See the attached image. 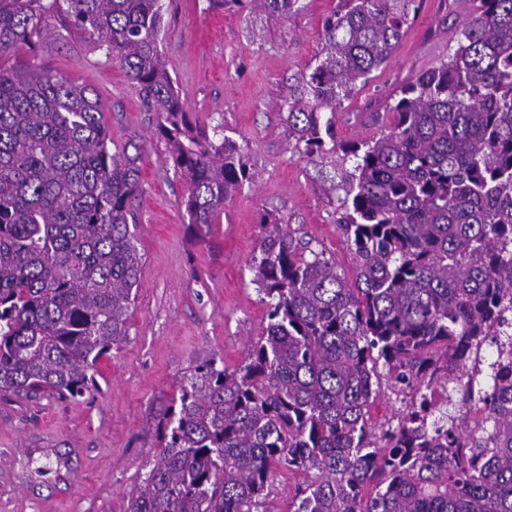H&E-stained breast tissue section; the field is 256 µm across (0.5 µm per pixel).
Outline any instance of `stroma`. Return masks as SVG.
<instances>
[{"mask_svg":"<svg viewBox=\"0 0 512 512\" xmlns=\"http://www.w3.org/2000/svg\"><path fill=\"white\" fill-rule=\"evenodd\" d=\"M337 3L296 0L286 17L260 0H170L160 36L166 68L191 120L207 131L222 126L254 175L203 238L188 224L187 187L156 133L155 113L66 14L47 13L36 46L5 57V65L31 64L88 85L106 106L113 143L138 148L131 209L143 266L129 336L100 364L95 390L78 399L0 395V512H126L156 446V418L182 376L215 354L238 364L267 323L248 265L263 218L293 225L351 270L336 223L338 194L327 179L333 166L299 159L285 105L314 63L323 20ZM472 11L473 0H424L386 65L345 101L338 139L385 131L395 90L453 53Z\"/></svg>","mask_w":512,"mask_h":512,"instance_id":"stroma-1","label":"stroma"}]
</instances>
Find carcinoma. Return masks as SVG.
Segmentation results:
<instances>
[{
	"mask_svg": "<svg viewBox=\"0 0 512 512\" xmlns=\"http://www.w3.org/2000/svg\"><path fill=\"white\" fill-rule=\"evenodd\" d=\"M62 1L157 114L189 224L207 234L253 174L190 120L159 50L165 0H0V56L34 44ZM475 2L454 52L399 87L371 140H336V114L423 0H339L324 18L288 131L309 163L353 161L330 182L355 282L293 225L261 221L249 267L264 332L241 363L214 355L183 376L128 512H268L277 469L308 476L289 512H512V362L484 382L465 371L471 345L512 347V0ZM103 112L85 85L0 65V392L82 397L128 336L140 155L112 145ZM379 364L413 392L393 429L371 423ZM451 382L456 417L428 403Z\"/></svg>",
	"mask_w": 512,
	"mask_h": 512,
	"instance_id": "1",
	"label": "carcinoma"
}]
</instances>
